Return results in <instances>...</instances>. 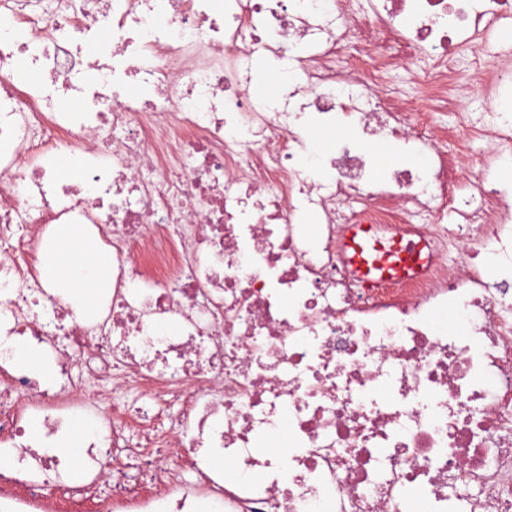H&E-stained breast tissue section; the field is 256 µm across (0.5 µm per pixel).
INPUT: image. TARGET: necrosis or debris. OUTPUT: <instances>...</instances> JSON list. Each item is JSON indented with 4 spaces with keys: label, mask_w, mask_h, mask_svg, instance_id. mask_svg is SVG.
<instances>
[{
    "label": "necrosis or debris",
    "mask_w": 512,
    "mask_h": 512,
    "mask_svg": "<svg viewBox=\"0 0 512 512\" xmlns=\"http://www.w3.org/2000/svg\"><path fill=\"white\" fill-rule=\"evenodd\" d=\"M492 30L512 0H0V512L103 484L110 512H512V184L456 195L424 103L364 66L474 70L511 163L512 76L460 65ZM260 56L288 62L278 97L248 91ZM315 127L341 133L322 173ZM52 224L112 251L97 321L37 267ZM408 241L428 259L400 276ZM16 363L37 377L50 380L54 375V364L42 352L29 346L28 343L14 342ZM94 429L95 426L92 421L77 422L60 435L57 448H61L67 453H76L78 448L83 447V443Z\"/></svg>",
    "instance_id": "obj_1"
}]
</instances>
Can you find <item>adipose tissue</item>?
<instances>
[{
  "label": "adipose tissue",
  "mask_w": 512,
  "mask_h": 512,
  "mask_svg": "<svg viewBox=\"0 0 512 512\" xmlns=\"http://www.w3.org/2000/svg\"><path fill=\"white\" fill-rule=\"evenodd\" d=\"M47 282L77 314L99 318L101 296L112 281V255L83 224L55 225L43 254Z\"/></svg>",
  "instance_id": "obj_1"
}]
</instances>
